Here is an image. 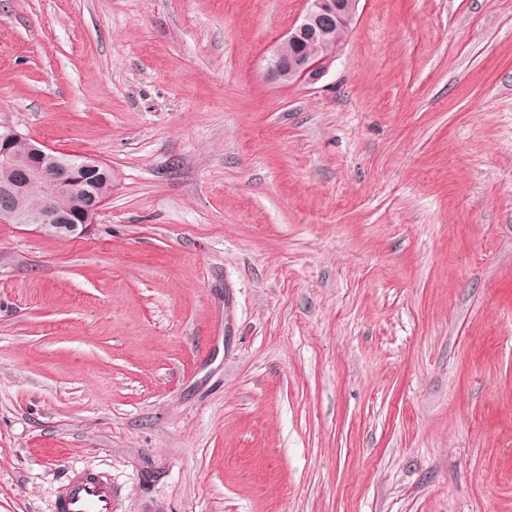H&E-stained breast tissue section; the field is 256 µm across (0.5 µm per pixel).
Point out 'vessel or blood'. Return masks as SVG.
<instances>
[{
  "label": "vessel or blood",
  "instance_id": "1",
  "mask_svg": "<svg viewBox=\"0 0 512 512\" xmlns=\"http://www.w3.org/2000/svg\"><path fill=\"white\" fill-rule=\"evenodd\" d=\"M111 479L86 465L70 468L55 492L54 512H118Z\"/></svg>",
  "mask_w": 512,
  "mask_h": 512
}]
</instances>
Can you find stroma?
Here are the masks:
<instances>
[{"mask_svg": "<svg viewBox=\"0 0 512 512\" xmlns=\"http://www.w3.org/2000/svg\"><path fill=\"white\" fill-rule=\"evenodd\" d=\"M0 0V130L102 162L0 224V512H512V0ZM308 7L299 24L293 25L278 41L266 78L278 83H297L318 80L328 65L336 57L340 43L348 35L349 29L336 28V38L332 37L338 22L351 24L360 0H306ZM307 38H320L322 56L313 58L302 52L294 53L282 61L284 50ZM112 480L91 466L70 468L55 492L54 512H118Z\"/></svg>", "mask_w": 512, "mask_h": 512, "instance_id": "35a3bbf8", "label": "stroma"}]
</instances>
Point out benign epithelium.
Returning <instances> with one entry per match:
<instances>
[{
    "instance_id": "7a95c632",
    "label": "benign epithelium",
    "mask_w": 512,
    "mask_h": 512,
    "mask_svg": "<svg viewBox=\"0 0 512 512\" xmlns=\"http://www.w3.org/2000/svg\"><path fill=\"white\" fill-rule=\"evenodd\" d=\"M360 0H306L308 7L299 24L293 25L278 41L266 78L278 83L315 81L336 57L338 45L333 37L338 22L351 24ZM307 38L322 40V56L313 58L302 52L282 60L284 50ZM23 135L13 129L0 131V164L5 167H23L28 178L44 185L49 202L39 214L30 217L20 212L17 201L25 191V184L9 182L0 185V223L33 226L41 231L79 237L92 232L108 201L106 196L86 193L87 179L110 177L108 169L99 161L85 157L73 161L48 145L35 141L23 154L15 152V144Z\"/></svg>"
}]
</instances>
